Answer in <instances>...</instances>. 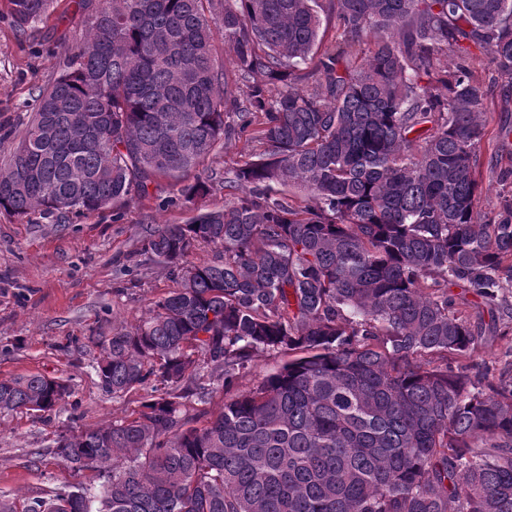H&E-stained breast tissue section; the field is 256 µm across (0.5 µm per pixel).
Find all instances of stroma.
Returning <instances> with one entry per match:
<instances>
[{
  "mask_svg": "<svg viewBox=\"0 0 512 512\" xmlns=\"http://www.w3.org/2000/svg\"><path fill=\"white\" fill-rule=\"evenodd\" d=\"M86 29L71 0H53L40 22L19 32L8 0H0V125L15 135L0 146V170L31 120L34 97L58 76ZM469 66L492 85L489 131L512 123V80L498 76L483 52H474ZM259 150L249 130L223 139L205 164L213 183L203 207L228 202L225 179ZM481 153L484 180L476 207L485 214L512 190L500 179L512 170V159L497 157L488 144ZM171 194L170 180L162 178L148 196L118 210L62 217L0 210V381L42 374L67 380L71 388L49 419L26 413L0 418V496L33 498L89 481L90 472L72 471L56 457L57 434L119 421L139 406L141 393L113 398L102 391L92 369L98 351L85 338L138 324L152 302L173 288L169 268L142 252L150 229L185 224L197 215L199 207L167 205ZM464 313L491 333L475 362L495 374L512 368V324L494 329L483 307Z\"/></svg>",
  "mask_w": 512,
  "mask_h": 512,
  "instance_id": "1",
  "label": "stroma"
}]
</instances>
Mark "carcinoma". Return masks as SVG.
Masks as SVG:
<instances>
[{"label": "carcinoma", "mask_w": 512, "mask_h": 512, "mask_svg": "<svg viewBox=\"0 0 512 512\" xmlns=\"http://www.w3.org/2000/svg\"><path fill=\"white\" fill-rule=\"evenodd\" d=\"M51 3L9 0L18 30ZM75 9L86 33L34 100L0 210L92 213L159 177L194 204L210 176H181L256 114L264 150L224 181V209L145 239L177 287L88 337L103 392L150 388L124 419L58 435L57 457L97 481L0 512H512V374L468 364L483 335L448 292L512 315V200L475 210L492 91L466 64L475 48L512 79V0ZM324 15L339 39L319 54ZM201 245L212 258L187 261ZM258 350L297 356L241 391ZM205 367L224 408L190 418ZM69 395L45 375L1 381L0 416Z\"/></svg>", "instance_id": "1"}]
</instances>
